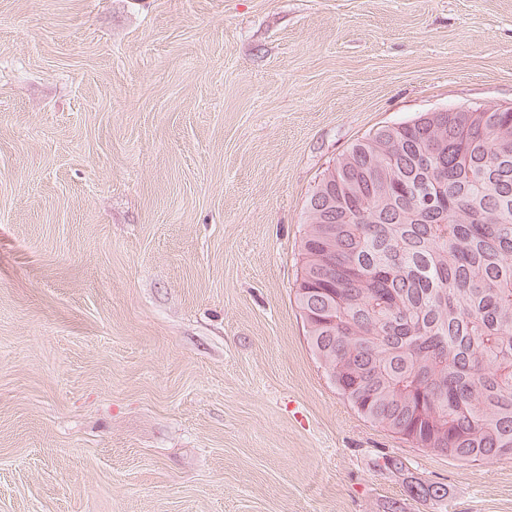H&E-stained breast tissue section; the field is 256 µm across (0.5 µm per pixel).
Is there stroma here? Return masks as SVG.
I'll return each instance as SVG.
<instances>
[{"instance_id":"1","label":"stroma","mask_w":512,"mask_h":512,"mask_svg":"<svg viewBox=\"0 0 512 512\" xmlns=\"http://www.w3.org/2000/svg\"><path fill=\"white\" fill-rule=\"evenodd\" d=\"M475 106L512 0H0V512H512V459L362 417L295 296L321 173Z\"/></svg>"}]
</instances>
